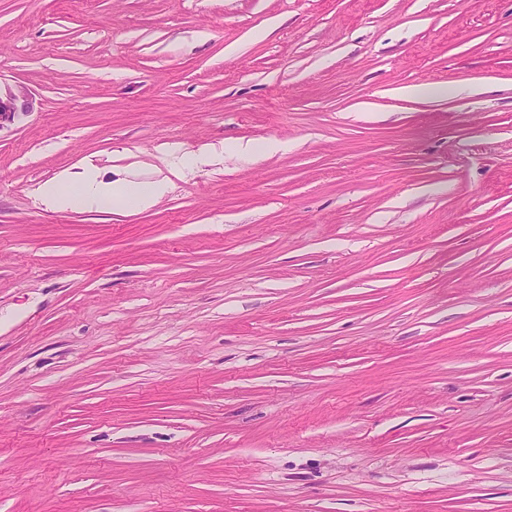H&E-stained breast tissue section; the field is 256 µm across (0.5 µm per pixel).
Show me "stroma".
<instances>
[{"instance_id": "1", "label": "stroma", "mask_w": 512, "mask_h": 512, "mask_svg": "<svg viewBox=\"0 0 512 512\" xmlns=\"http://www.w3.org/2000/svg\"><path fill=\"white\" fill-rule=\"evenodd\" d=\"M0 95V512H512V0H0ZM68 194L59 190L60 181H48L40 189L42 200L61 211L102 210L112 206L142 210L151 207L166 192V183L158 180L150 183H132L126 180L103 182L98 180L94 168H87L75 180Z\"/></svg>"}]
</instances>
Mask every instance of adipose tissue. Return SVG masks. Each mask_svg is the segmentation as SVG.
<instances>
[{
  "mask_svg": "<svg viewBox=\"0 0 512 512\" xmlns=\"http://www.w3.org/2000/svg\"><path fill=\"white\" fill-rule=\"evenodd\" d=\"M166 191L164 181L132 183L125 180L102 182L95 169L81 173L70 193H62L57 181L46 182L40 189L43 201L61 211L102 210L109 207H132L138 210L151 207Z\"/></svg>",
  "mask_w": 512,
  "mask_h": 512,
  "instance_id": "adipose-tissue-1",
  "label": "adipose tissue"
}]
</instances>
